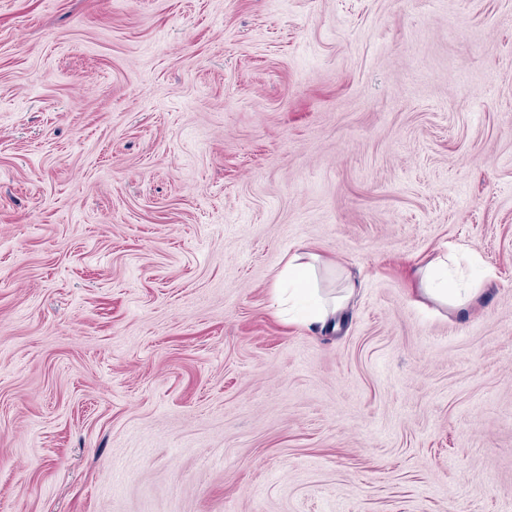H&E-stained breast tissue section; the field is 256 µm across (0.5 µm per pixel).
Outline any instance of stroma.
Segmentation results:
<instances>
[{"label":"stroma","instance_id":"35a3bbf8","mask_svg":"<svg viewBox=\"0 0 512 512\" xmlns=\"http://www.w3.org/2000/svg\"><path fill=\"white\" fill-rule=\"evenodd\" d=\"M0 512H512V0H0ZM319 265V255L307 245L300 244L288 257L277 276V287L283 294L288 292V303L295 301L309 305L310 313L306 319L309 324L334 322L336 315L346 308L356 289L353 276L345 269H340L339 274L344 285L339 294L331 298L323 297L318 283ZM283 294H276V301L280 305L284 301ZM453 256H437L417 270L419 294L448 312L464 315L482 297L484 285L493 274L485 269L475 280L462 284L451 273L449 261Z\"/></svg>","mask_w":512,"mask_h":512}]
</instances>
